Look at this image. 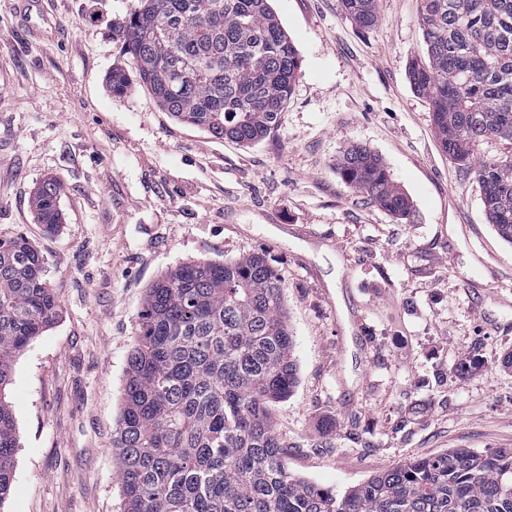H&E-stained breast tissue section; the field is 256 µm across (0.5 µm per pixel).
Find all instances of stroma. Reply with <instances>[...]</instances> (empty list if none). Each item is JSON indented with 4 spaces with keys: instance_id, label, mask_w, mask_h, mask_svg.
I'll list each match as a JSON object with an SVG mask.
<instances>
[{
    "instance_id": "obj_1",
    "label": "stroma",
    "mask_w": 512,
    "mask_h": 512,
    "mask_svg": "<svg viewBox=\"0 0 512 512\" xmlns=\"http://www.w3.org/2000/svg\"><path fill=\"white\" fill-rule=\"evenodd\" d=\"M140 0H52L25 38L0 0V237L44 257L59 302L15 360L19 448L0 512H121L112 434L150 287L186 262L265 252L284 278L298 383L270 407L293 474L344 492L452 448H512V244L472 168L442 152L408 79L426 56L420 0H271L301 74L277 127L243 148L178 123L140 86L118 31ZM361 143L410 201L406 218L345 183ZM61 182L55 229L30 198ZM349 18L360 28H371L377 21V0H341Z\"/></svg>"
}]
</instances>
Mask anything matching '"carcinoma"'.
I'll use <instances>...</instances> for the list:
<instances>
[{
  "label": "carcinoma",
  "instance_id": "carcinoma-1",
  "mask_svg": "<svg viewBox=\"0 0 512 512\" xmlns=\"http://www.w3.org/2000/svg\"><path fill=\"white\" fill-rule=\"evenodd\" d=\"M363 29L377 0H341ZM427 58L408 77L429 101L443 151L476 168L497 234L512 244V154L477 161L475 147L512 143V0H422ZM136 81L177 120L251 147L278 123L301 60L269 0H140L119 31ZM113 94L131 87L114 68ZM340 174L393 217L408 198L383 159L357 144ZM61 183H41L31 207L59 224ZM284 280L263 253L167 270L147 289L112 436L123 512H512V448L456 449L404 461L339 495L288 471L270 404L297 383ZM59 304L41 254L0 239V504L19 448L4 392L15 358L50 326Z\"/></svg>",
  "mask_w": 512,
  "mask_h": 512
}]
</instances>
